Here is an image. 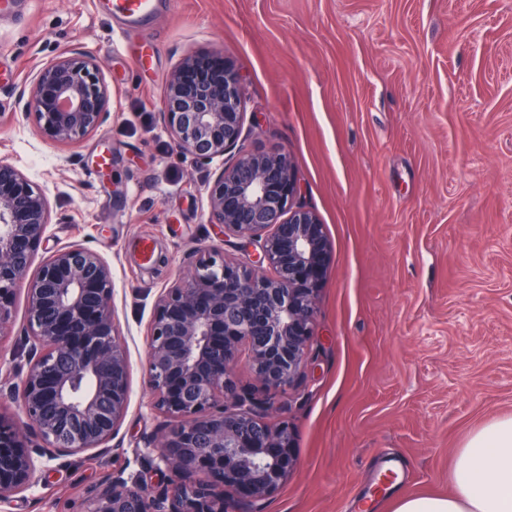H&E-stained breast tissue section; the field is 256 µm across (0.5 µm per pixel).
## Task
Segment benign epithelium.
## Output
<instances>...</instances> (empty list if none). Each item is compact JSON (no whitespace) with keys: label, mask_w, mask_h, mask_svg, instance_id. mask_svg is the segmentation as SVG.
<instances>
[{"label":"benign epithelium","mask_w":512,"mask_h":512,"mask_svg":"<svg viewBox=\"0 0 512 512\" xmlns=\"http://www.w3.org/2000/svg\"><path fill=\"white\" fill-rule=\"evenodd\" d=\"M111 91L97 59L69 49L41 63L24 103L42 135L77 143L100 128ZM161 109L175 147L210 163L242 137L240 75L213 70L195 53L172 69ZM294 164L283 152L243 151L207 185L208 222L252 262L197 250L193 271L161 292L147 330L151 409L165 418L148 451L166 481L131 483L106 475L84 512H229L225 491L258 505L297 468L288 422L270 402L238 390L236 367L276 392L300 375L313 339L318 278L329 243L317 215L296 206ZM50 221L47 196L0 156V335L24 292L27 370L0 378V512L38 482L43 461L102 453L130 397L128 352L112 309V271L97 252L60 247L35 263ZM18 406L22 430L3 411Z\"/></svg>","instance_id":"obj_1"}]
</instances>
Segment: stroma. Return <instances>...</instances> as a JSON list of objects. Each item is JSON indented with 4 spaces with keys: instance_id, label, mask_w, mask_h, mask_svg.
Here are the masks:
<instances>
[{
    "instance_id": "obj_1",
    "label": "stroma",
    "mask_w": 512,
    "mask_h": 512,
    "mask_svg": "<svg viewBox=\"0 0 512 512\" xmlns=\"http://www.w3.org/2000/svg\"><path fill=\"white\" fill-rule=\"evenodd\" d=\"M107 4L19 0L0 19V156L49 201L38 258L79 244L109 262L131 383L109 451L50 462L14 512H83L111 471L161 479L145 448L163 423L145 384L155 300L199 247L238 254L206 192L237 152H178L161 96L181 57L217 49L242 78L245 147L291 157L295 201L330 242L299 379L270 394L235 374L294 431L298 467L262 512L448 496L470 434L512 416V0H164L142 27ZM69 48L97 58L112 100L96 134L61 147L20 94ZM390 458L407 478L381 496Z\"/></svg>"
}]
</instances>
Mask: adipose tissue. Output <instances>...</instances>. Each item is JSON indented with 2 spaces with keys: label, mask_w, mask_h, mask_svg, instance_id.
I'll return each mask as SVG.
<instances>
[{
  "label": "adipose tissue",
  "mask_w": 512,
  "mask_h": 512,
  "mask_svg": "<svg viewBox=\"0 0 512 512\" xmlns=\"http://www.w3.org/2000/svg\"><path fill=\"white\" fill-rule=\"evenodd\" d=\"M448 497H397L394 512H512V417L476 429L450 472Z\"/></svg>",
  "instance_id": "adipose-tissue-1"
}]
</instances>
